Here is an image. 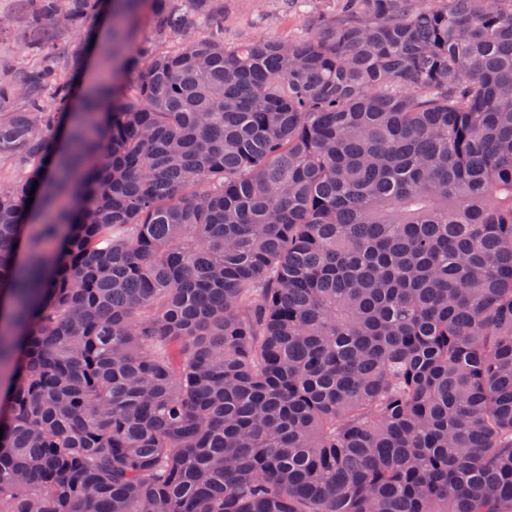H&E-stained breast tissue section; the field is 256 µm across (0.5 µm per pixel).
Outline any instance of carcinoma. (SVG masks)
<instances>
[{
  "label": "carcinoma",
  "mask_w": 512,
  "mask_h": 512,
  "mask_svg": "<svg viewBox=\"0 0 512 512\" xmlns=\"http://www.w3.org/2000/svg\"><path fill=\"white\" fill-rule=\"evenodd\" d=\"M17 2L0 512H512V0ZM104 8L133 80L72 112ZM224 45L260 38H290L307 28L308 15L296 0H223ZM58 49L60 53L61 64L59 66L60 76L66 78L74 77L75 84L81 85L85 89L87 82L97 80V68L93 65L84 67V72L80 82L77 84V75L80 69H77L76 60L85 58L89 54L90 45L87 42V32L81 34L68 29L61 28L59 32Z\"/></svg>",
  "instance_id": "1"
}]
</instances>
